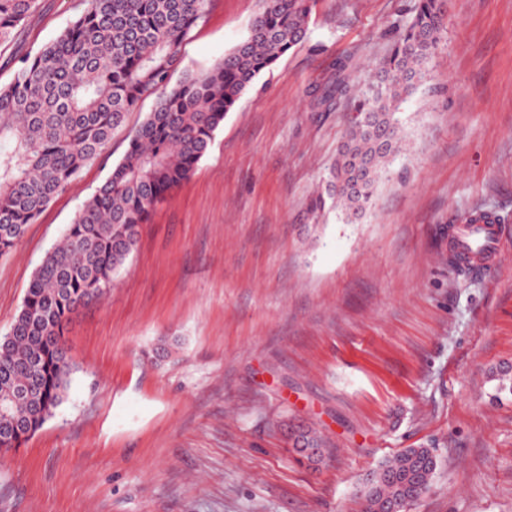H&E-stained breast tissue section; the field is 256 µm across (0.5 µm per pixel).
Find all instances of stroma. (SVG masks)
<instances>
[{
	"label": "stroma",
	"mask_w": 512,
	"mask_h": 512,
	"mask_svg": "<svg viewBox=\"0 0 512 512\" xmlns=\"http://www.w3.org/2000/svg\"><path fill=\"white\" fill-rule=\"evenodd\" d=\"M415 0H318L305 41L228 112L194 175L142 225L97 303L68 328L65 401L0 451V512H360L364 476L406 448L438 469L409 512H512V0H448L430 78L400 108L407 142L357 222L306 205L343 141L352 98L312 92L351 58L352 80ZM87 0H40L20 52L53 40ZM260 0H210L181 46L202 72L247 33ZM144 100L106 150L0 256V336L46 251L124 155ZM504 219L493 261L448 266V229ZM180 344L142 360L163 337ZM312 428L311 466L288 440Z\"/></svg>",
	"instance_id": "stroma-1"
}]
</instances>
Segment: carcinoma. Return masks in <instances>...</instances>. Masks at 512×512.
Masks as SVG:
<instances>
[{"instance_id":"obj_1","label":"carcinoma","mask_w":512,"mask_h":512,"mask_svg":"<svg viewBox=\"0 0 512 512\" xmlns=\"http://www.w3.org/2000/svg\"><path fill=\"white\" fill-rule=\"evenodd\" d=\"M317 0H263L248 36L198 73L182 67L180 48L205 17L208 0H89L53 41L19 58L0 84V256L28 225L108 146L128 113L153 99L122 159L77 211L62 240L48 250L30 281L9 333L0 339V429L25 422L38 430L63 402L75 366L65 332L71 315L99 301L135 249L140 226L193 175L227 113L289 50L305 40ZM39 0H0V52L39 9ZM446 29L445 0H416L397 28L373 80L358 98L345 141L308 211L319 219L340 208L348 220L373 206L391 158L402 153L399 105L426 81ZM352 61L339 58L332 78L313 91L330 111L350 91ZM471 256L451 250L461 273ZM179 338L158 340L146 356L167 357ZM496 395L512 394V370L492 373ZM429 448H407L379 464L387 496L410 477L420 498L437 470Z\"/></svg>"}]
</instances>
